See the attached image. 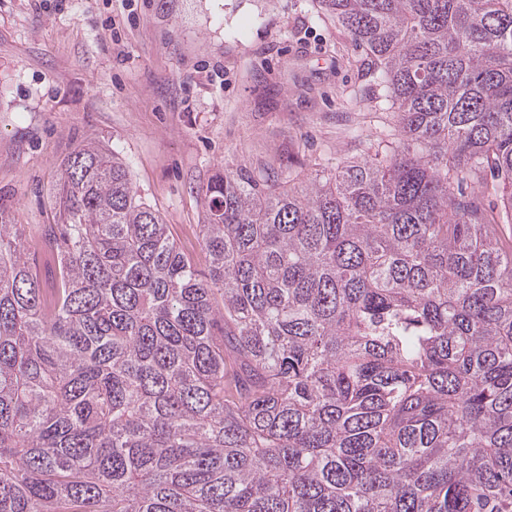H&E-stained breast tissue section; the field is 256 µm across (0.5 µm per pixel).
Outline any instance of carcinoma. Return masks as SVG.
Wrapping results in <instances>:
<instances>
[{"instance_id":"1","label":"carcinoma","mask_w":512,"mask_h":512,"mask_svg":"<svg viewBox=\"0 0 512 512\" xmlns=\"http://www.w3.org/2000/svg\"><path fill=\"white\" fill-rule=\"evenodd\" d=\"M312 3L397 137L216 173L206 269L92 141L56 287L0 205V512H512V0Z\"/></svg>"}]
</instances>
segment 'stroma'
<instances>
[{"instance_id":"stroma-1","label":"stroma","mask_w":512,"mask_h":512,"mask_svg":"<svg viewBox=\"0 0 512 512\" xmlns=\"http://www.w3.org/2000/svg\"><path fill=\"white\" fill-rule=\"evenodd\" d=\"M361 51L311 0H0V205L37 235L83 139L200 255L203 187L224 167L308 179L390 121L353 106Z\"/></svg>"}]
</instances>
